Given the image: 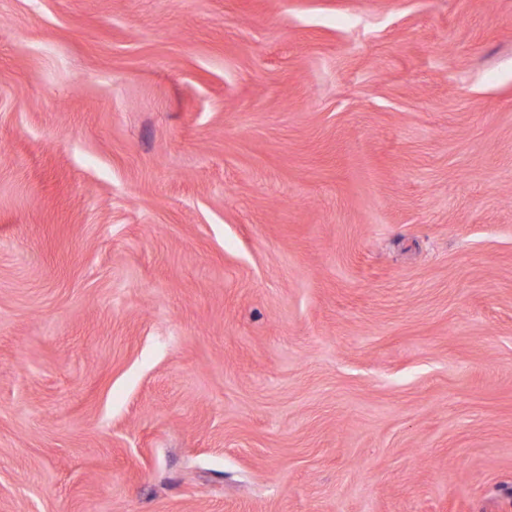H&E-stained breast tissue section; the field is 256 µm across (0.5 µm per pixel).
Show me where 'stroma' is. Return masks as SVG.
<instances>
[{"instance_id": "stroma-1", "label": "stroma", "mask_w": 512, "mask_h": 512, "mask_svg": "<svg viewBox=\"0 0 512 512\" xmlns=\"http://www.w3.org/2000/svg\"><path fill=\"white\" fill-rule=\"evenodd\" d=\"M0 512H512V0H0Z\"/></svg>"}]
</instances>
